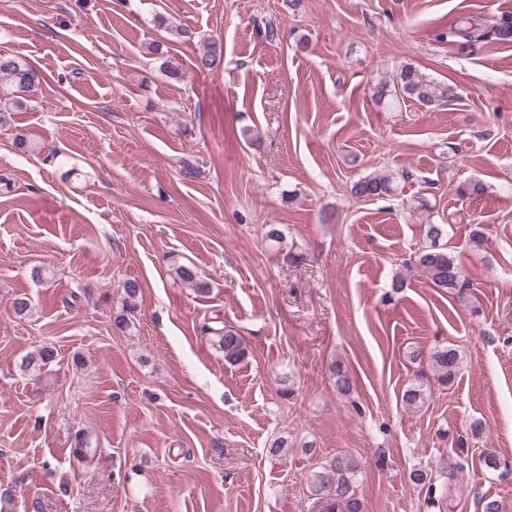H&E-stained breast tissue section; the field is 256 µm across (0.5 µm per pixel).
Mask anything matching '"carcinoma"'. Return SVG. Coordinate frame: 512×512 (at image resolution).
<instances>
[{
    "mask_svg": "<svg viewBox=\"0 0 512 512\" xmlns=\"http://www.w3.org/2000/svg\"><path fill=\"white\" fill-rule=\"evenodd\" d=\"M501 43L512 42V16L507 15L492 25L490 31L478 27L473 19H466L464 24L453 27L445 33L448 38L460 37L466 41L483 39L488 35ZM223 56V45L217 41L204 44L196 57L194 67L199 71H209L218 65ZM0 81L14 88L15 96L5 100V111L19 112L26 108L22 94L31 91L39 81L37 72L17 57L0 53ZM377 102L388 99L411 100L419 105L434 110L447 106L459 98L458 86L439 81L411 64H406L397 71L392 82L379 84L376 92ZM409 178V173L388 170L384 173H370L353 184L351 191L358 198L383 199L390 197L397 190L399 182ZM448 230L444 224L426 225L427 243L415 251L409 263L421 272L435 288L452 293L468 287L462 274L458 258L448 252L444 239ZM176 277L199 291H204V284L199 281L198 273L192 266L180 265L175 269ZM140 284L135 280L124 283L125 308L134 311ZM203 332L213 336L214 345L224 353V360L238 362L246 357L248 348L245 338L233 327L226 324L215 328L203 325ZM53 359V352L41 349L26 356L21 363L25 371L41 368ZM432 368L439 385L446 387L456 378L461 357L454 348H443L432 356ZM424 384L409 386L403 393V401L408 407L424 403ZM359 470L358 462L351 457L338 456L327 467L314 474L312 490L317 502L322 504V512H361V504L354 488L355 476Z\"/></svg>",
    "mask_w": 512,
    "mask_h": 512,
    "instance_id": "obj_1",
    "label": "carcinoma"
}]
</instances>
